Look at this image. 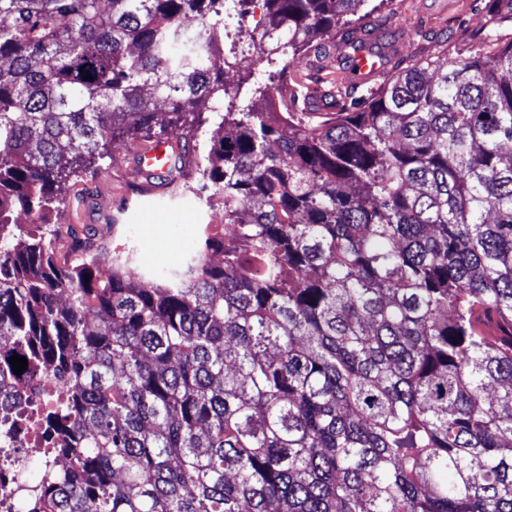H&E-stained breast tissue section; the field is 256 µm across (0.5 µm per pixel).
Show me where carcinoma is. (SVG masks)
Listing matches in <instances>:
<instances>
[{
	"label": "carcinoma",
	"instance_id": "obj_1",
	"mask_svg": "<svg viewBox=\"0 0 512 512\" xmlns=\"http://www.w3.org/2000/svg\"><path fill=\"white\" fill-rule=\"evenodd\" d=\"M253 2L0 0V420L40 426L33 378L69 391L12 506L512 512V9L360 87L326 61L357 68L369 0H262L241 101L224 19ZM207 104L161 185L197 168L233 233L156 279L71 225L59 264L70 182ZM200 112V121L201 125L198 126L195 124V127H189L184 131L180 132L179 137H174L173 140L176 141L177 138L180 139L182 143L188 141V145L190 150L196 154V156L202 154H207L210 146H211V137L214 134V130L216 129V125L214 124L212 114L206 113L208 111L201 110Z\"/></svg>",
	"mask_w": 512,
	"mask_h": 512
}]
</instances>
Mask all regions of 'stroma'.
Returning a JSON list of instances; mask_svg holds the SVG:
<instances>
[{"label":"stroma","instance_id":"obj_1","mask_svg":"<svg viewBox=\"0 0 512 512\" xmlns=\"http://www.w3.org/2000/svg\"><path fill=\"white\" fill-rule=\"evenodd\" d=\"M493 0H393L367 13L362 25L386 49L405 57L418 30L432 34V48H453L462 30L484 27ZM152 135L120 145L113 159L101 162L92 178L80 181L89 194L87 205H73L59 218L63 224L87 225L95 248L116 256L131 270L149 277L174 273L189 261L205 225L223 221L209 208L197 176L178 189L134 191L131 166L137 150L152 143Z\"/></svg>","mask_w":512,"mask_h":512}]
</instances>
